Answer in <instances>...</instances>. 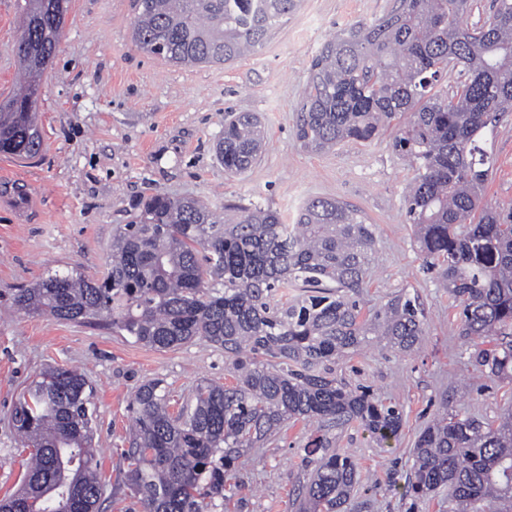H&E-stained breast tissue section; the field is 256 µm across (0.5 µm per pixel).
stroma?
I'll list each match as a JSON object with an SVG mask.
<instances>
[{
    "instance_id": "obj_1",
    "label": "stroma",
    "mask_w": 512,
    "mask_h": 512,
    "mask_svg": "<svg viewBox=\"0 0 512 512\" xmlns=\"http://www.w3.org/2000/svg\"><path fill=\"white\" fill-rule=\"evenodd\" d=\"M17 4L0 0V97L18 88ZM388 4L303 0L256 53L226 65L177 66L136 45L134 0H68L56 57L42 77L43 147L29 160L0 153V196L6 180L17 176L41 192L24 221L17 209L25 195L0 203V498L18 488L29 466L10 412L43 369L78 368L93 389L102 512H141L126 487L122 456L138 387L162 379L175 412L197 382L233 381L223 350L206 341L157 351L105 325L25 314L12 303L15 292L54 273L101 276L114 230L157 193L192 197L219 213L258 204L289 224L307 200L327 197L351 204L375 226L363 302L380 306L405 289L418 294L427 314L419 353L376 345L336 368L351 386H369L403 412L400 435L389 447L358 426L341 434L338 447L362 466L345 512H446L447 490L425 497L408 491L417 436L445 403L495 416L505 389L472 372L448 292L422 265L406 217L413 170L395 150L392 133L325 152L303 148L295 136L320 44L341 28L372 22ZM232 112L259 113L267 136L257 163L237 176L225 173L215 153ZM487 148L495 161L487 197L510 209L512 112L489 134ZM310 434L303 425L287 426L266 447L249 449L246 467L236 473L241 492L228 503L214 498L208 512H297L298 488L310 474L304 452Z\"/></svg>"
}]
</instances>
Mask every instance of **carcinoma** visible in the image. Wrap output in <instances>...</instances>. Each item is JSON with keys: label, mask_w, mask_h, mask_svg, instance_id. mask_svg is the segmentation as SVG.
Segmentation results:
<instances>
[{"label": "carcinoma", "mask_w": 512, "mask_h": 512, "mask_svg": "<svg viewBox=\"0 0 512 512\" xmlns=\"http://www.w3.org/2000/svg\"><path fill=\"white\" fill-rule=\"evenodd\" d=\"M302 0H136V44L184 66L230 64L261 49ZM473 0H394L370 24L345 27L313 58L296 137L314 151L371 142L396 130L410 159L407 217L426 270L447 288L468 364L512 387V212L485 201L493 159L484 134L512 110V0H493L482 24ZM66 0H23L27 38L17 44L19 89L0 99V153L33 157L43 145L37 103L52 63ZM453 70L456 86H439ZM260 116L224 122L216 151L230 175L259 159ZM375 226L352 205L312 198L286 224L258 205L219 214L192 199L154 194L112 234L99 279L51 274L12 297L19 310L58 321L101 320L155 350L202 339L224 350L236 384L202 381L177 413L160 380L135 392L126 484L143 512H207L202 489L224 499L235 463L282 426L319 423L308 443L310 476L298 512H342L360 482L359 463L336 449L358 425L380 445L402 428L397 407L336 375V362L374 343L400 354L427 335L419 297L403 289L366 309ZM303 289L295 301L273 293ZM224 291H219V288ZM85 375L57 367L19 396L11 420L31 466L0 512H99V462ZM408 489L448 488V512H512V407L487 416L446 410L419 434Z\"/></svg>", "instance_id": "cac0c4a2"}]
</instances>
